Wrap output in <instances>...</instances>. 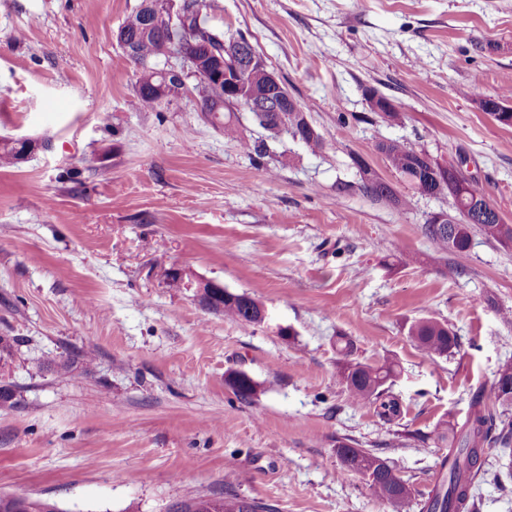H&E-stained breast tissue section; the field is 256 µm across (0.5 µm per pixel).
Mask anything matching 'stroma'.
<instances>
[{"mask_svg": "<svg viewBox=\"0 0 512 512\" xmlns=\"http://www.w3.org/2000/svg\"><path fill=\"white\" fill-rule=\"evenodd\" d=\"M140 3L0 0V136L48 141L0 168V336L17 339L0 492L60 512L232 494L267 512H391L344 471L343 441L392 461L422 512L448 474L436 433L512 361V244L477 233L465 254L441 250L422 227L451 198L414 194L376 146L461 169L512 224V126L471 93L512 76V0H210L212 24L249 39L324 140L281 136L272 175L202 119L197 91L139 108L116 32ZM371 90L400 122L376 118ZM359 158L405 207L360 191ZM175 265L270 322L242 328L168 287ZM423 318L456 333L454 356L417 346ZM340 336L355 360L395 364L399 417L349 400ZM61 355L73 373L37 370ZM232 370L258 383L252 400L227 386ZM501 465L487 458L474 512H512Z\"/></svg>", "mask_w": 512, "mask_h": 512, "instance_id": "obj_1", "label": "stroma"}]
</instances>
